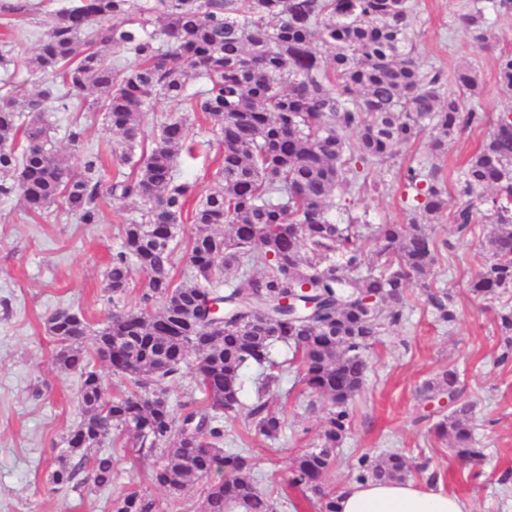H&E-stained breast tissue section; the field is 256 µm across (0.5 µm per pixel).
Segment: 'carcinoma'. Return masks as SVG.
Masks as SVG:
<instances>
[{
	"mask_svg": "<svg viewBox=\"0 0 512 512\" xmlns=\"http://www.w3.org/2000/svg\"><path fill=\"white\" fill-rule=\"evenodd\" d=\"M412 14L409 0H77L55 14L32 72L60 83L32 94L6 81L0 93V196H18L32 216L60 202L82 224L101 223L104 197L138 204L105 290L119 298L133 268L146 273L138 304L112 303L96 331L71 308L48 321L57 362L82 379V416L65 439L69 457L50 475L55 490L111 484L112 453L102 445L131 434L141 461L163 449L152 470L157 486L182 491L206 482L203 512H225L231 501L275 512L254 483L251 457L224 452L221 415L243 409L255 434L277 439L285 423L277 398L293 373L297 398L323 413L324 427L315 449L294 458L287 483L315 495L317 512H337L328 485L336 448L366 382L367 352L403 320L406 288H421L437 322L456 321L452 294L433 280L432 225L447 217L460 232L490 225L470 291L490 301L512 289V113L490 117L466 105L478 92L470 70L456 72L457 92H443L444 72L422 69ZM153 16L162 26L150 31ZM462 21L483 43L482 11ZM114 50L135 65L123 67ZM498 82L512 89V53L499 59ZM85 92L100 94L88 109L103 106L120 136L111 167L98 149L77 168L50 140L46 112L55 102L68 109L67 100ZM159 97L180 109L148 132L142 116ZM201 117L217 126L222 155L213 187L191 207L194 185L176 158L191 119ZM474 125L488 134L456 173L450 213L439 160ZM424 136L427 156L403 174L407 223L373 224L356 212L344 196L375 188L374 166ZM186 220L196 226L191 275L178 283L170 244ZM497 318L496 363L506 364L512 307ZM98 360L112 361L125 390L110 391ZM189 365L199 396L178 402L176 416L170 394ZM249 368L257 398L245 404ZM418 393L425 401L448 397L453 407L432 425L435 435L449 440L457 460H481L474 404L458 372L441 371ZM351 468L358 482L411 475L401 452L363 455ZM215 469L220 485L211 481ZM112 512L160 507L128 490Z\"/></svg>",
	"mask_w": 512,
	"mask_h": 512,
	"instance_id": "1",
	"label": "carcinoma"
}]
</instances>
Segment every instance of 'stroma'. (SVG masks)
<instances>
[{
  "label": "stroma",
  "instance_id": "stroma-1",
  "mask_svg": "<svg viewBox=\"0 0 512 512\" xmlns=\"http://www.w3.org/2000/svg\"><path fill=\"white\" fill-rule=\"evenodd\" d=\"M0 35L9 34L12 57L9 71L26 90L44 87L26 63L41 37L51 27L56 11L71 0H4ZM411 36L423 68L442 70L446 91H455L454 71L472 69L478 76L476 97L480 111L512 112V90L497 80L498 60L512 53V15L499 14L495 0H412ZM486 17L484 44H477L462 22L472 5ZM53 144L68 149L67 128L79 123L85 146L106 147L114 137L100 112H48ZM189 149L177 158L183 178L196 195L207 194L219 160V146L211 122L191 127ZM425 154L424 142L399 147L396 157L377 165L378 190L360 195L357 210L367 211L375 224H403L407 213L403 173ZM102 221L82 224L60 206L42 216L25 215L17 197L0 198V512H112V500L121 491L135 489L161 507L200 512V488L172 492L157 487L150 463L136 460L132 448L112 451L113 482L97 489L82 486L55 492L49 475L65 451V439L79 422L81 408L78 374L60 368L56 345L46 331L57 310H81L92 328H100L111 308L104 289V273L122 245L121 227L134 214L110 200L101 203ZM490 227L474 225L466 236L441 221L435 230L440 241L433 278L454 298L457 320L436 322L429 307L411 288L413 301L400 326L381 336L369 350L370 369L362 393L354 402L351 432L339 450L340 464L330 477L336 487L351 483V463L367 455L403 453L410 467L428 462L439 474L437 486L468 501L472 512H512V363L496 364L501 336L497 313L512 306V292L502 301L487 302L472 294L468 283L488 250ZM457 368L465 390L475 404V433L486 455L483 465L471 468L452 455L447 441L430 432L427 404L418 395L424 380L445 368ZM229 438L241 440L253 462V475L279 502L277 512H316L303 495L286 483L293 458L316 443L322 430L320 412H308L288 401L285 427L278 441L255 435L244 415L225 418Z\"/></svg>",
  "mask_w": 512,
  "mask_h": 512
}]
</instances>
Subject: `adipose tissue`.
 <instances>
[{"instance_id":"ef3b65f1","label":"adipose tissue","mask_w":512,"mask_h":512,"mask_svg":"<svg viewBox=\"0 0 512 512\" xmlns=\"http://www.w3.org/2000/svg\"><path fill=\"white\" fill-rule=\"evenodd\" d=\"M337 512H471L468 502L410 482L353 483L336 495Z\"/></svg>"}]
</instances>
